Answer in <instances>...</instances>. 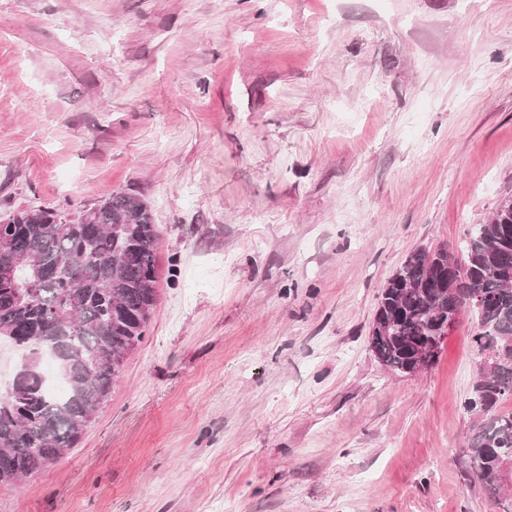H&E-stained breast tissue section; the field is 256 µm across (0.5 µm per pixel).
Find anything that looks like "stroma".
<instances>
[{
	"mask_svg": "<svg viewBox=\"0 0 512 512\" xmlns=\"http://www.w3.org/2000/svg\"><path fill=\"white\" fill-rule=\"evenodd\" d=\"M119 192L151 319L0 512H499L474 312L412 375L368 336L410 251L512 195V0H0V217Z\"/></svg>",
	"mask_w": 512,
	"mask_h": 512,
	"instance_id": "35a3bbf8",
	"label": "stroma"
}]
</instances>
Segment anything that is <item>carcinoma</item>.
<instances>
[{
  "label": "carcinoma",
  "instance_id": "1",
  "mask_svg": "<svg viewBox=\"0 0 512 512\" xmlns=\"http://www.w3.org/2000/svg\"><path fill=\"white\" fill-rule=\"evenodd\" d=\"M20 210L0 219V261L26 260L0 282V339L25 352L0 393V484L39 473L75 446L107 398L114 356L141 341L156 298V231L147 202L115 193L79 219ZM512 196L471 225L460 252L418 247L379 293L370 330L377 359L405 373L416 348L446 330L437 311L472 310L475 355L495 352L465 401L473 417L467 452L491 492L500 459L512 456ZM483 309L468 304L471 294Z\"/></svg>",
  "mask_w": 512,
  "mask_h": 512
}]
</instances>
